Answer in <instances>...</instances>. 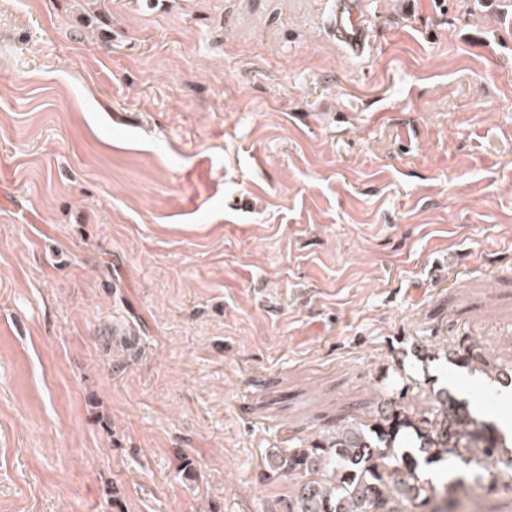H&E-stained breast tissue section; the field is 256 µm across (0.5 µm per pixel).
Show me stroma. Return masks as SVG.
Segmentation results:
<instances>
[{"label":"stroma","mask_w":512,"mask_h":512,"mask_svg":"<svg viewBox=\"0 0 512 512\" xmlns=\"http://www.w3.org/2000/svg\"><path fill=\"white\" fill-rule=\"evenodd\" d=\"M0 0V512H288L393 360L512 391V0ZM191 471H184V464ZM332 31L336 40L353 53H361L369 41L361 0H333ZM414 353L417 356L426 355L427 357H435L442 355L443 358H448L456 363L460 364L463 367L470 369L471 371H479L486 375H493L495 380L500 383L502 381L504 384L512 383V375L510 376V371L512 369L509 368V371H504V369H499L500 366L496 363L494 359H489L488 354L481 347V345L477 343H469L465 345H458L457 348L448 350V343H443L442 345L437 344L435 346L431 345H416L414 347ZM497 378V379H496ZM509 383V384H510Z\"/></svg>","instance_id":"stroma-1"}]
</instances>
